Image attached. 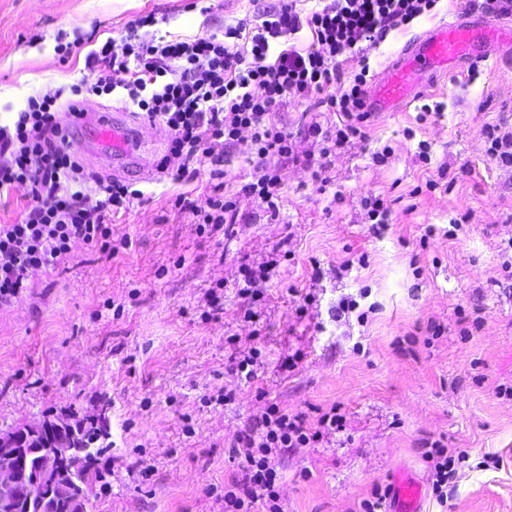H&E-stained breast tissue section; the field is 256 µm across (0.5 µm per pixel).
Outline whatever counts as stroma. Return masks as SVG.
<instances>
[{"label":"stroma","mask_w":512,"mask_h":512,"mask_svg":"<svg viewBox=\"0 0 512 512\" xmlns=\"http://www.w3.org/2000/svg\"><path fill=\"white\" fill-rule=\"evenodd\" d=\"M280 0H0V125L30 94L86 76L107 39L191 38L252 28ZM482 0H439L377 46L342 56L344 75L377 79L400 51L449 16H479ZM155 18L137 26L138 18ZM73 43L69 57L55 45ZM122 91L89 111L123 117L156 170L112 164L79 143L86 169L135 183L144 198L111 224L132 241L112 258L76 243L56 269L0 305V433L48 413L107 417L87 512H224L233 447L269 403L339 429L281 463L287 512H362L374 487L413 473L422 512H512V167L490 154L488 127L512 133V52L433 77L397 112L371 115L363 138L320 158L311 122L335 131L321 94L288 97L270 114L292 137V159L271 158L276 210L247 196L257 162L250 132L224 150V197L236 223L200 227L208 166L181 176L167 129L128 110ZM167 159V158H166ZM447 171L450 181L426 191ZM383 199L387 225L366 199ZM275 262L263 296L237 293L241 265ZM356 307L340 312L347 301ZM256 350L252 379L234 366ZM455 456L438 501L425 458Z\"/></svg>","instance_id":"stroma-1"}]
</instances>
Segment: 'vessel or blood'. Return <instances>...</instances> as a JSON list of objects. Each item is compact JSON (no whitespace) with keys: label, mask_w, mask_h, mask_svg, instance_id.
<instances>
[{"label":"vessel or blood","mask_w":512,"mask_h":512,"mask_svg":"<svg viewBox=\"0 0 512 512\" xmlns=\"http://www.w3.org/2000/svg\"><path fill=\"white\" fill-rule=\"evenodd\" d=\"M494 42L512 45V22L490 25L477 19L454 16L434 27L389 66L369 93L373 111L395 112L410 105L424 91L425 81L448 71L463 60L485 61ZM91 140L120 160L145 165L130 129L117 119L96 118L89 128ZM421 484L411 474H397L391 487L387 512H420Z\"/></svg>","instance_id":"1"}]
</instances>
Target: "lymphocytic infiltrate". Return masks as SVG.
<instances>
[{
  "label": "lymphocytic infiltrate",
  "instance_id": "1",
  "mask_svg": "<svg viewBox=\"0 0 512 512\" xmlns=\"http://www.w3.org/2000/svg\"><path fill=\"white\" fill-rule=\"evenodd\" d=\"M438 0H330L300 16L295 0L282 4L247 36L237 27L223 35L192 39L105 41L86 59L90 81L71 86V96L30 95L12 126L0 127V191L24 188L27 208L18 224H0V302L19 298L33 274L55 268L75 242L112 254L110 224L143 196L133 183L103 180L79 160L74 131L59 114L86 115L90 96L126 92L124 103L171 133L169 153L184 162L208 161L216 183L208 197L205 224L237 220L236 202L225 199L223 154L215 145H231L250 130L258 161L247 194L274 202L281 183L269 158L292 152L286 131L269 114L288 96L323 94L324 105L339 113L334 143L363 138L371 116L367 78L344 76L340 56L362 43L378 44L396 29L431 13ZM309 28L312 46L303 53L280 48L281 39ZM313 439L302 416L270 404L238 436V476L224 485V512H285L278 491L282 456Z\"/></svg>",
  "mask_w": 512,
  "mask_h": 512
}]
</instances>
